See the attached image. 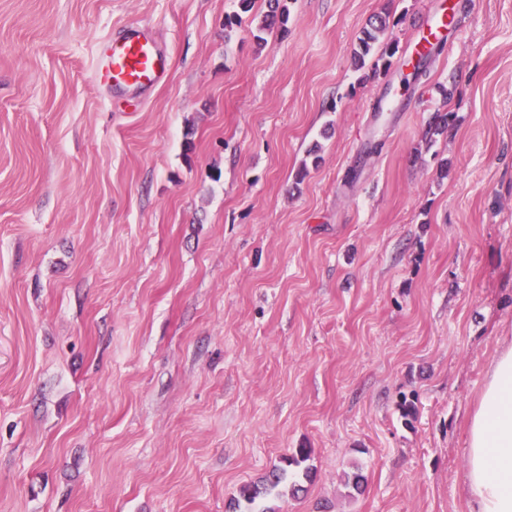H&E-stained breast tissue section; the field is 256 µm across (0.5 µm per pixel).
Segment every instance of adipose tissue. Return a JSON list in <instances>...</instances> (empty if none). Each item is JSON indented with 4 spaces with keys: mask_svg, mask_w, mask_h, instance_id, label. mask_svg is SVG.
<instances>
[{
    "mask_svg": "<svg viewBox=\"0 0 512 512\" xmlns=\"http://www.w3.org/2000/svg\"><path fill=\"white\" fill-rule=\"evenodd\" d=\"M466 429L467 512H512V336L489 363Z\"/></svg>",
    "mask_w": 512,
    "mask_h": 512,
    "instance_id": "1",
    "label": "adipose tissue"
}]
</instances>
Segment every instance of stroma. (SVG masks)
I'll use <instances>...</instances> for the list:
<instances>
[{
	"instance_id": "obj_1",
	"label": "stroma",
	"mask_w": 512,
	"mask_h": 512,
	"mask_svg": "<svg viewBox=\"0 0 512 512\" xmlns=\"http://www.w3.org/2000/svg\"><path fill=\"white\" fill-rule=\"evenodd\" d=\"M281 4L0 0V512H247L300 448L266 512H467L512 336V0ZM378 15L395 53L356 67ZM132 25L170 76L120 110L95 70ZM455 25L454 11L442 14L435 18L428 26L423 37L424 43L418 49L419 52L424 51L430 43L443 42L448 36V30ZM288 481V472L285 468H274L262 480L261 485H246L240 489V496L249 504H253L261 494H270L280 485Z\"/></svg>"
}]
</instances>
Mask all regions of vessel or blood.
I'll list each match as a JSON object with an SVG mask.
<instances>
[{
    "instance_id": "1",
    "label": "vessel or blood",
    "mask_w": 512,
    "mask_h": 512,
    "mask_svg": "<svg viewBox=\"0 0 512 512\" xmlns=\"http://www.w3.org/2000/svg\"><path fill=\"white\" fill-rule=\"evenodd\" d=\"M455 24L454 13L435 18L427 27L424 43L443 42ZM104 65L98 78L114 92L146 91L162 84L170 70L167 56L139 28L128 27L103 46Z\"/></svg>"
}]
</instances>
